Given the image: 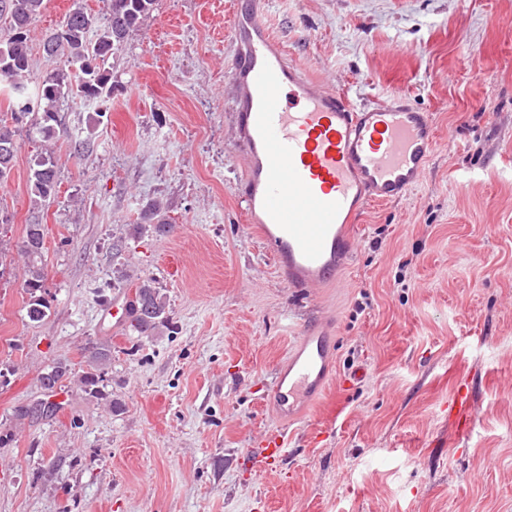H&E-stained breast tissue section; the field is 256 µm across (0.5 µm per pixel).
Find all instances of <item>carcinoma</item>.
<instances>
[{
    "instance_id": "1",
    "label": "carcinoma",
    "mask_w": 512,
    "mask_h": 512,
    "mask_svg": "<svg viewBox=\"0 0 512 512\" xmlns=\"http://www.w3.org/2000/svg\"><path fill=\"white\" fill-rule=\"evenodd\" d=\"M156 0H109V10L98 16L77 2L58 29L45 36L43 50L54 67L38 84L35 95L28 92L26 77L32 69L31 26L45 8V0H0V18L8 21V35L0 40V90L9 91L12 120L19 124L32 118L33 129L48 142L56 138L58 107L64 99L104 105L112 98L114 84L109 59L120 53L129 36L140 29L144 18L154 10ZM96 38H88L90 32ZM31 217L19 245L23 258L24 288L28 295L26 317L39 322L47 315L44 297L45 248L41 213L55 201L58 179L54 152L46 148L34 159L28 176ZM159 202L145 205L137 228L161 235L169 230ZM137 306L132 308L129 335L138 338L159 336L169 330L172 318L166 297L151 277L134 284ZM80 370L57 362L48 366L53 387L76 380L93 397L101 394L102 373L112 365V343L97 341L83 349Z\"/></svg>"
}]
</instances>
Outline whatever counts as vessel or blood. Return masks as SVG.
<instances>
[{"label": "vessel or blood", "mask_w": 512, "mask_h": 512, "mask_svg": "<svg viewBox=\"0 0 512 512\" xmlns=\"http://www.w3.org/2000/svg\"><path fill=\"white\" fill-rule=\"evenodd\" d=\"M232 28L236 51L227 77L246 158L239 195L282 281L307 293L334 282L350 263L366 205L401 199L421 182L437 145L435 124L399 94L368 106L318 87L289 60L260 0H234ZM335 347L321 318L304 321L271 387L281 421L300 419L325 391ZM469 407L463 384L448 403L449 420L463 431ZM287 454L280 430L246 451L258 476L276 471Z\"/></svg>", "instance_id": "1"}]
</instances>
